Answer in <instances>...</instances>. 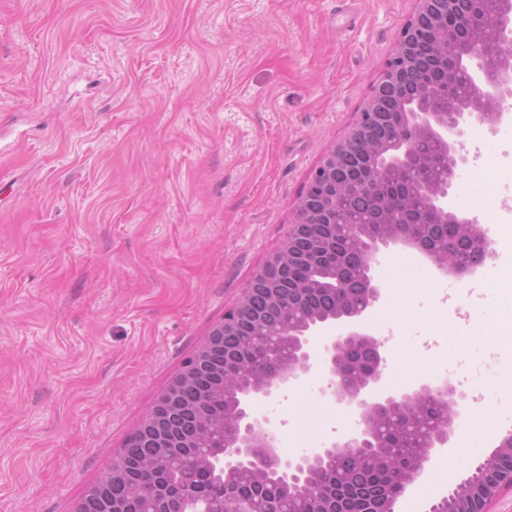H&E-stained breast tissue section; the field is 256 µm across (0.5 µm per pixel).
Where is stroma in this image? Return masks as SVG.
<instances>
[{
    "instance_id": "stroma-1",
    "label": "stroma",
    "mask_w": 512,
    "mask_h": 512,
    "mask_svg": "<svg viewBox=\"0 0 512 512\" xmlns=\"http://www.w3.org/2000/svg\"><path fill=\"white\" fill-rule=\"evenodd\" d=\"M417 0H0V512H74L127 436L280 246L311 171L354 125ZM448 207L498 224L475 277L381 248L373 274L411 293L379 303L386 386L448 383L512 411V327L493 351L433 344L446 298H481L465 329L512 306V118L471 125ZM475 215V214H474ZM299 374L262 411L288 455L357 428L354 409ZM452 469H445V462ZM434 449L404 500L416 512L467 468Z\"/></svg>"
}]
</instances>
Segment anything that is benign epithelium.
Returning <instances> with one entry per match:
<instances>
[{"label":"benign epithelium","mask_w":512,"mask_h":512,"mask_svg":"<svg viewBox=\"0 0 512 512\" xmlns=\"http://www.w3.org/2000/svg\"><path fill=\"white\" fill-rule=\"evenodd\" d=\"M511 43L512 0H418L383 79L354 126L311 173L280 248L254 273L237 306L210 328L176 383H194L214 341L236 335L241 324H253L255 343L229 351L224 365L213 372V387L187 408L195 432L174 436L156 424L176 405L175 383L133 431L151 438L157 448L156 457L146 463L155 473L154 495L132 491L125 499H111L99 482L74 512H129L133 500L137 512H160L162 499L184 484L189 465L208 470L224 487V497L217 504L204 495H183L179 512H349L350 502L360 495L365 499L360 512H392L397 495L362 485L365 468L393 469L399 459H407L398 475L400 492H405L421 476L432 451L453 438L468 395L446 384L424 383L412 391L392 388L372 397L382 383L381 343L356 326L381 297L373 264L380 247L393 244L415 247L439 269L459 276L474 266L448 259L446 246H424L422 226L402 221L383 204L379 224H343L338 233L336 207L341 199L364 195L382 181L395 184L411 177L413 194L426 204L429 221L456 225L475 254L486 259L489 236L477 219L448 210V197L455 169L466 162L462 145L468 124L475 120L495 131L506 112L504 102L512 99V51L502 49ZM461 77L469 93L453 99L451 87ZM390 93L397 112L386 111ZM375 125L385 129L380 140L370 136ZM352 151L358 156L359 181L338 175L342 156ZM438 161L447 168L444 177L424 178L422 172ZM315 224L331 236L312 237L307 250L299 252L300 241ZM295 264L309 271L304 280L287 284L285 274ZM260 285L268 306L288 310L275 328L251 312L250 295ZM324 293L335 298L333 312L305 304L306 296ZM336 324L348 331L325 337L319 346L311 344L317 332ZM260 344L267 347L272 367L253 374L246 366ZM315 364L328 375L331 399L359 410V429L313 456L288 457L278 448L260 401L276 397ZM211 396L224 399L221 419L205 409ZM212 439L224 443V450H211ZM505 488H512V436L466 472L436 507L438 512H488L487 505Z\"/></svg>","instance_id":"obj_1"}]
</instances>
